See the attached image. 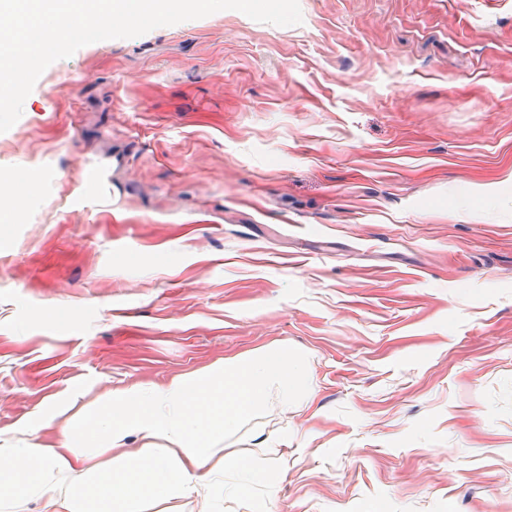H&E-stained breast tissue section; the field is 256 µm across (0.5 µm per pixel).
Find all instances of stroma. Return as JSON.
Masks as SVG:
<instances>
[{
  "instance_id": "35a3bbf8",
  "label": "stroma",
  "mask_w": 512,
  "mask_h": 512,
  "mask_svg": "<svg viewBox=\"0 0 512 512\" xmlns=\"http://www.w3.org/2000/svg\"><path fill=\"white\" fill-rule=\"evenodd\" d=\"M300 7L83 46L0 133V438L285 344L215 512H512V0ZM72 409V406L68 402L64 401H58L54 402L47 414V417L42 420L35 423H30L24 427V432L33 435L37 434L39 431H41L44 428H48L51 426L52 422L56 420L57 418L67 416Z\"/></svg>"
}]
</instances>
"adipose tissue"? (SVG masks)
<instances>
[{"instance_id":"1","label":"adipose tissue","mask_w":512,"mask_h":512,"mask_svg":"<svg viewBox=\"0 0 512 512\" xmlns=\"http://www.w3.org/2000/svg\"><path fill=\"white\" fill-rule=\"evenodd\" d=\"M307 376L304 357L283 345L162 386L117 390L76 413L55 402L24 431L33 435L64 418L58 443H0V512H23L30 501L42 512H144L148 502L184 498L196 512H212L225 471L248 468L246 459L221 454L219 443L270 396L295 404ZM132 435L144 440L133 454L126 449Z\"/></svg>"}]
</instances>
